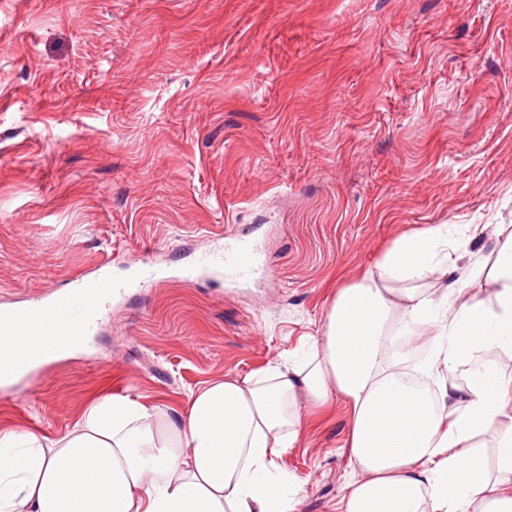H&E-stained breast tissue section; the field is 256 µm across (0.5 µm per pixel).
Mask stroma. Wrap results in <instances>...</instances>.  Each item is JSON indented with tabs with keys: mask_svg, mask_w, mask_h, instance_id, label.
Segmentation results:
<instances>
[{
	"mask_svg": "<svg viewBox=\"0 0 512 512\" xmlns=\"http://www.w3.org/2000/svg\"><path fill=\"white\" fill-rule=\"evenodd\" d=\"M432 224L489 264L512 225V0H0V309L155 271L0 386V427L57 435L104 394L180 411L287 362ZM236 242L270 275L191 278ZM345 422L277 458L299 512H340Z\"/></svg>",
	"mask_w": 512,
	"mask_h": 512,
	"instance_id": "stroma-1",
	"label": "stroma"
}]
</instances>
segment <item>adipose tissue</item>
<instances>
[{"label": "adipose tissue", "mask_w": 512, "mask_h": 512, "mask_svg": "<svg viewBox=\"0 0 512 512\" xmlns=\"http://www.w3.org/2000/svg\"><path fill=\"white\" fill-rule=\"evenodd\" d=\"M495 234L488 270L447 225L401 235L296 360L210 383L182 413L104 396L56 437L1 428L0 512H297L274 459L336 400L356 473L342 512H512V368L484 358H512V225ZM84 312L74 295L62 325L1 331L0 384L80 351Z\"/></svg>", "instance_id": "adipose-tissue-1"}]
</instances>
